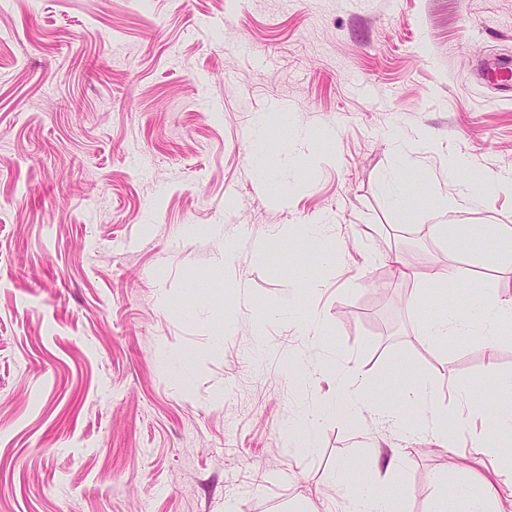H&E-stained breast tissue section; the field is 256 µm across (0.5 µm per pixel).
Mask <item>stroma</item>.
Returning <instances> with one entry per match:
<instances>
[{
    "instance_id": "obj_1",
    "label": "stroma",
    "mask_w": 512,
    "mask_h": 512,
    "mask_svg": "<svg viewBox=\"0 0 512 512\" xmlns=\"http://www.w3.org/2000/svg\"><path fill=\"white\" fill-rule=\"evenodd\" d=\"M499 57L512 0H0V512H343L376 447L405 454L380 481L403 512L467 475L470 427L447 443L376 406L399 364L401 390L431 379L450 408L465 384L498 436L512 325L492 350L419 330L457 288L512 297V262L473 256L466 231L512 225L511 195L483 187L454 239L436 231L455 155L512 176V96L478 76ZM445 266L468 279L430 287ZM352 365L356 410L336 387ZM313 407L314 449L289 451Z\"/></svg>"
}]
</instances>
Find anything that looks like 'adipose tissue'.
Wrapping results in <instances>:
<instances>
[{"label": "adipose tissue", "instance_id": "ef3b65f1", "mask_svg": "<svg viewBox=\"0 0 512 512\" xmlns=\"http://www.w3.org/2000/svg\"><path fill=\"white\" fill-rule=\"evenodd\" d=\"M454 392L461 407L455 418L457 423L476 421L477 414L469 405V392L465 385L455 384ZM381 416L405 430H415L422 419H430L437 432L447 433L452 420L442 413L435 401V385L422 381L417 390L403 398L397 405L381 409ZM478 471L471 474V486L439 481L428 512H494L493 506L501 492L512 493V452L505 450L498 441L477 436ZM467 500V509H460V500ZM346 512H401L398 503L381 493L377 473L361 477L355 493L349 498Z\"/></svg>", "mask_w": 512, "mask_h": 512}]
</instances>
